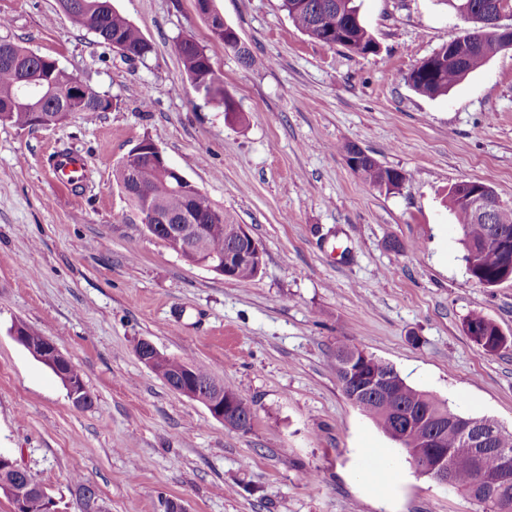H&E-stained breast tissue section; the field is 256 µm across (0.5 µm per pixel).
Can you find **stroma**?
<instances>
[{"instance_id":"1","label":"stroma","mask_w":512,"mask_h":512,"mask_svg":"<svg viewBox=\"0 0 512 512\" xmlns=\"http://www.w3.org/2000/svg\"><path fill=\"white\" fill-rule=\"evenodd\" d=\"M376 53L357 56L300 30L281 0H215L256 59L213 38L195 0H112L152 43L130 63L58 9L0 0V41L55 59L110 97L46 127L0 123V453L29 471L58 512L79 484L104 512H482L419 472L344 395L346 343L465 416L512 430V348L491 355L463 329L479 313L512 340V281H472L448 189L483 182L512 205V49L431 98L406 80L469 24L445 0H357ZM210 57L235 118L198 94L174 51ZM246 227L263 251L238 282L186 262L151 234L115 180L139 142ZM405 173L364 182L347 145ZM82 155L75 187L55 153ZM21 321L50 338L92 397L14 340ZM186 360L252 405L242 432L180 395L136 355L141 340ZM397 469L367 481L373 449Z\"/></svg>"}]
</instances>
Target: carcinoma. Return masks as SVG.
Masks as SVG:
<instances>
[{"label":"carcinoma","mask_w":512,"mask_h":512,"mask_svg":"<svg viewBox=\"0 0 512 512\" xmlns=\"http://www.w3.org/2000/svg\"><path fill=\"white\" fill-rule=\"evenodd\" d=\"M107 0H57L59 9L77 24L91 30L101 43L117 50L126 60H145L153 53V46L140 30L114 8L106 7ZM475 29L485 27L493 12H511L512 0H466ZM281 7L295 25L311 38L328 46H342L356 55L376 52L377 44L362 24L359 6L355 0H282ZM214 38L234 49L240 62L251 66L254 59L249 49L240 42L229 25L213 23ZM185 74L196 92L224 105L227 116H234L237 107L224 90L223 77L210 63L204 49L193 39L184 37L175 44ZM498 52L496 40L488 36L469 51L459 54L447 44L434 52L436 58H425L407 75V82L418 93L428 97L443 95L471 73L483 67ZM41 55L11 42L0 41V122L18 127H32L33 114L41 112L49 118L63 119L72 108L67 91L75 77L54 63L46 75L43 87L25 97L15 86L16 74L41 65ZM113 100L92 90L80 103L81 112H107ZM357 159L353 171L370 185L381 188L394 183L398 170L381 165L368 154L357 151V146L346 147V161ZM116 180L125 188L130 183L141 186L143 195L130 202L136 209L156 204L160 209L190 220L201 219L209 225L207 246L213 252H224V246L233 236L235 222L224 211L212 205L201 190L182 193L170 188V180L154 162L139 158L135 167L120 168ZM470 180L452 185L448 191L450 207L455 214L463 246V261L470 278L479 285L493 284L508 274L502 255L487 245L489 239L507 234L512 237V207L505 206L491 213L485 221L475 218L464 203ZM471 341L487 354H497L508 347L498 326L481 314H472L463 323ZM336 377L346 397L356 395L352 404L370 417L378 427L396 442L408 457L426 451L433 445L448 450V461L454 469V489L468 496L478 472L494 474L500 465L498 448L512 450V431L487 417L463 416L448 402L417 389L406 382L388 362L377 359L379 374L388 377L390 386L380 393L369 387L372 367L362 358L356 346L338 345L334 355ZM186 362L158 354L154 370L163 378H174L185 373ZM185 380L200 395L210 392L213 377L199 367ZM439 416L443 427L432 434L425 416ZM231 419L251 422L254 412L244 398L231 409Z\"/></svg>","instance_id":"obj_1"}]
</instances>
